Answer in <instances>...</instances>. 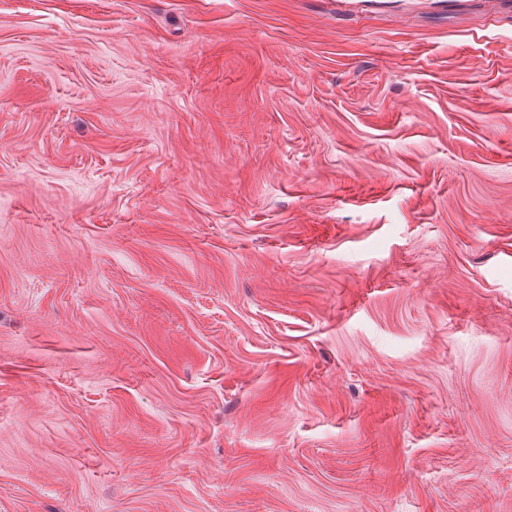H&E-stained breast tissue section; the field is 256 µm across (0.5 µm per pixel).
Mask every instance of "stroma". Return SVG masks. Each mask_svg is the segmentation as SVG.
<instances>
[{
  "label": "stroma",
  "mask_w": 512,
  "mask_h": 512,
  "mask_svg": "<svg viewBox=\"0 0 512 512\" xmlns=\"http://www.w3.org/2000/svg\"><path fill=\"white\" fill-rule=\"evenodd\" d=\"M0 512H512V0H0Z\"/></svg>",
  "instance_id": "stroma-1"
}]
</instances>
